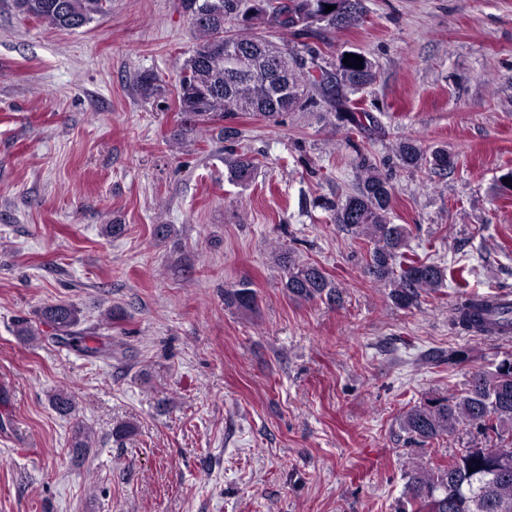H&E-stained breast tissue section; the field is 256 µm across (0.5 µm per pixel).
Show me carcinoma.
Segmentation results:
<instances>
[{"label":"carcinoma","mask_w":512,"mask_h":512,"mask_svg":"<svg viewBox=\"0 0 512 512\" xmlns=\"http://www.w3.org/2000/svg\"><path fill=\"white\" fill-rule=\"evenodd\" d=\"M12 8L28 18L58 28L78 29L106 13L108 0H11ZM198 35L192 54L180 67L177 89L178 129L176 143L188 133L211 126L224 140L238 135L233 127L241 115L279 123L292 112L325 104L343 125L363 129L378 126L377 118L358 110L349 95L373 83V62L363 53V68L343 63L324 67L316 63L320 50L307 47L310 60L288 47L257 33L269 25L296 38H313L316 26L347 29L361 24L363 0H180ZM335 9L328 12L326 6ZM396 165L415 169L427 162L446 170L451 157L438 150L426 157L418 140H401L394 149ZM228 179L246 184L255 178L253 159L231 150L224 156ZM363 174L353 193L331 204L334 223L372 244L366 264L368 274L383 281L396 275L392 301L401 308L418 303L422 295L435 293L445 280L465 279L461 267L441 265L406 254L410 231L390 220L395 186L392 174L363 162ZM280 260L286 270L288 295L304 300L340 301V292L323 268L299 264L283 249ZM224 304L242 313L257 310L256 292L242 282L224 292ZM81 311L72 303L44 307L34 326L17 320L16 335L32 343L44 335L68 341L89 356H112V350L89 345L90 333L80 328ZM454 323L485 335L512 330V303L494 304L487 297L469 295L457 307ZM61 415L71 413L73 398L63 391L51 396ZM409 439L427 443L461 431H477L494 444L492 448H465L447 464L419 463L409 474L407 504L414 512H512V355L490 370L472 372L467 387L457 396L430 395L402 417ZM474 472H469V469Z\"/></svg>","instance_id":"1"}]
</instances>
